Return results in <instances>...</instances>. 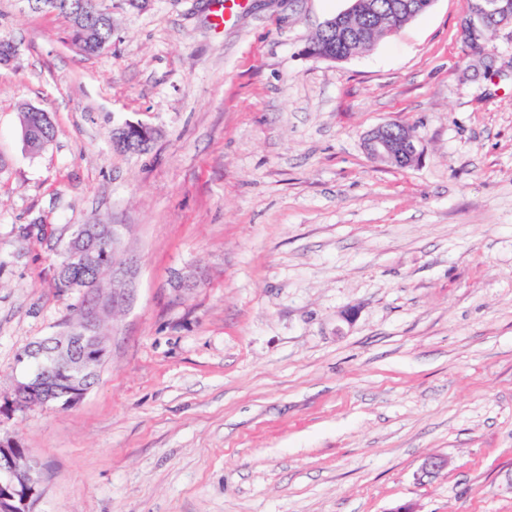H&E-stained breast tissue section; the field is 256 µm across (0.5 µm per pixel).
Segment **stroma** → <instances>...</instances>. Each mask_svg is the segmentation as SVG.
<instances>
[{
    "mask_svg": "<svg viewBox=\"0 0 512 512\" xmlns=\"http://www.w3.org/2000/svg\"><path fill=\"white\" fill-rule=\"evenodd\" d=\"M95 4L90 56L0 0V436L39 464L37 512H512V32L468 55L469 0H434L330 62L303 49L347 0ZM129 122L147 152L113 147ZM384 122L419 164L367 156ZM99 223L138 259L99 379L17 407L18 355L85 305L62 248ZM40 112H33L32 108L22 113V127L30 128L34 131L36 138L52 140L55 135V129L52 125L47 112L39 109ZM153 139L154 130L142 123H126L112 130L113 145L128 152L139 150L140 146L151 143Z\"/></svg>",
    "mask_w": 512,
    "mask_h": 512,
    "instance_id": "1",
    "label": "stroma"
}]
</instances>
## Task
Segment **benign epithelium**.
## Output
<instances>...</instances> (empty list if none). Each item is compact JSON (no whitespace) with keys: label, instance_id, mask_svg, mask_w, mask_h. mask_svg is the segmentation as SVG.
<instances>
[{"label":"benign epithelium","instance_id":"benign-epithelium-1","mask_svg":"<svg viewBox=\"0 0 512 512\" xmlns=\"http://www.w3.org/2000/svg\"><path fill=\"white\" fill-rule=\"evenodd\" d=\"M351 5L323 26L334 29L344 16H374L370 0H350ZM434 0H402L394 12L413 18ZM71 30L81 38L97 35L93 20L79 12L70 14ZM512 28V8L505 0H474L471 11L461 21L459 36L471 55L483 50L490 32ZM154 130L146 124L126 123L112 130V143L129 152L149 144ZM366 154L374 161L406 168L421 156L419 140L397 131V123L386 122L369 130L363 138ZM122 225L113 224L104 234L93 224H83L66 246L60 267L79 265L92 269L112 255V279L104 281L71 280L66 287L86 294V309L81 318L57 336L48 337L28 348L21 357L23 378L16 383V393L32 405L54 403L73 405L80 401L96 381L105 362V338L97 333L101 314L123 307L134 288L137 261L120 253ZM39 480L34 460L14 439L0 438V512H35Z\"/></svg>","mask_w":512,"mask_h":512}]
</instances>
